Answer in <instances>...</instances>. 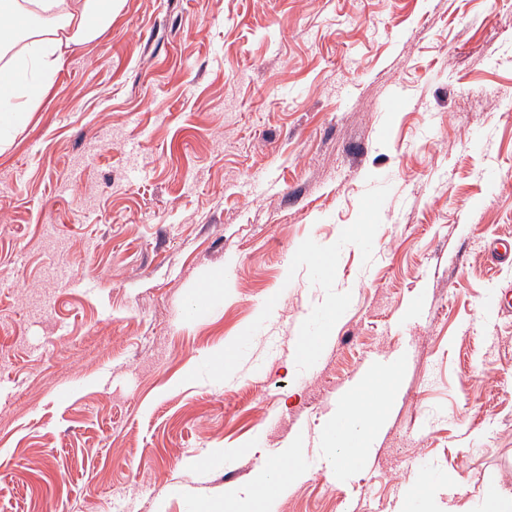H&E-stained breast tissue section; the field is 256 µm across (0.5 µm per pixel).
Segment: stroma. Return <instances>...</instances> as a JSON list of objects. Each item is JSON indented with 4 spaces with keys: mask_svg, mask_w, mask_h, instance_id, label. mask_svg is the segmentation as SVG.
Segmentation results:
<instances>
[{
    "mask_svg": "<svg viewBox=\"0 0 512 512\" xmlns=\"http://www.w3.org/2000/svg\"><path fill=\"white\" fill-rule=\"evenodd\" d=\"M509 236L512 0H118L0 137V512H224L371 352L256 512H512ZM345 407L336 405V424L343 418L342 433L337 438L336 467H348L352 465L355 455L362 441L367 437L363 427L374 413L373 403L360 404L354 409L352 403Z\"/></svg>",
    "mask_w": 512,
    "mask_h": 512,
    "instance_id": "35a3bbf8",
    "label": "stroma"
}]
</instances>
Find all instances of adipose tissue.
Returning a JSON list of instances; mask_svg holds the SVG:
<instances>
[{
	"mask_svg": "<svg viewBox=\"0 0 512 512\" xmlns=\"http://www.w3.org/2000/svg\"><path fill=\"white\" fill-rule=\"evenodd\" d=\"M112 9L113 0H0V110L25 119L68 54L111 26ZM373 413L370 403L347 408L337 466L352 465Z\"/></svg>",
	"mask_w": 512,
	"mask_h": 512,
	"instance_id": "1",
	"label": "adipose tissue"
}]
</instances>
